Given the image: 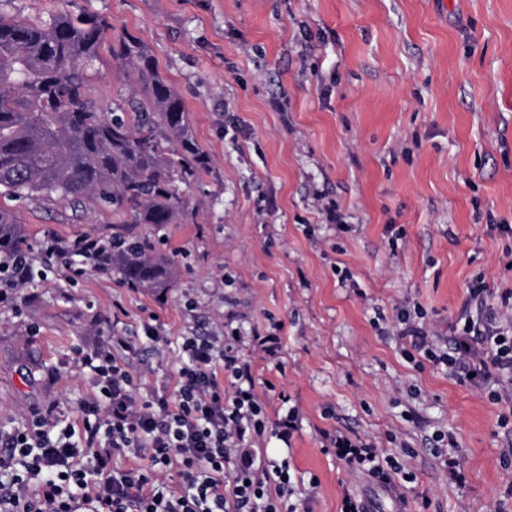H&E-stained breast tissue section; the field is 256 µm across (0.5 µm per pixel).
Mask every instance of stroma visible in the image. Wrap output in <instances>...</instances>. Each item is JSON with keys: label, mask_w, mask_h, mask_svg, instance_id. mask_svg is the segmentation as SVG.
Listing matches in <instances>:
<instances>
[{"label": "stroma", "mask_w": 512, "mask_h": 512, "mask_svg": "<svg viewBox=\"0 0 512 512\" xmlns=\"http://www.w3.org/2000/svg\"><path fill=\"white\" fill-rule=\"evenodd\" d=\"M0 11L100 16L108 38L140 37L182 97L207 157L180 189L192 217L142 225L176 266L170 287L116 271L72 274L65 258L0 301V428L55 406L81 429L90 373L74 347L106 336L161 343L136 360L142 390L173 392L193 322L278 335L277 359L245 346L269 421L302 418L288 457L297 512H340L344 487L373 512H512V385L460 383L416 363L395 328L420 307L442 342L462 308L512 322V0H0ZM135 86L103 53L89 92L100 105ZM334 204L339 223L320 207ZM31 247L107 239L111 211L0 192ZM483 282V306H465ZM502 393L494 404L488 391ZM415 452L400 493L324 453L320 430ZM454 448L436 447L437 433ZM319 487L305 496L311 478Z\"/></svg>", "instance_id": "obj_1"}]
</instances>
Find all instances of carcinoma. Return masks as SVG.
Wrapping results in <instances>:
<instances>
[{
	"mask_svg": "<svg viewBox=\"0 0 512 512\" xmlns=\"http://www.w3.org/2000/svg\"><path fill=\"white\" fill-rule=\"evenodd\" d=\"M108 28L99 16L61 12L33 24L0 13V187L112 209L123 224L112 235V268L136 288H168L174 261L135 229L190 215L179 185L195 182L206 158L183 99L142 39L125 33L109 47L135 76L128 108L89 97ZM25 247L17 217L0 208V251Z\"/></svg>",
	"mask_w": 512,
	"mask_h": 512,
	"instance_id": "carcinoma-1",
	"label": "carcinoma"
}]
</instances>
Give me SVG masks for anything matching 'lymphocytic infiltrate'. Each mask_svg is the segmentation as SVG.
Returning a JSON list of instances; mask_svg holds the SVG:
<instances>
[{
	"instance_id": "f902f5d3",
	"label": "lymphocytic infiltrate",
	"mask_w": 512,
	"mask_h": 512,
	"mask_svg": "<svg viewBox=\"0 0 512 512\" xmlns=\"http://www.w3.org/2000/svg\"><path fill=\"white\" fill-rule=\"evenodd\" d=\"M105 241L46 239L39 250L0 252V294L35 275L38 258L70 254L106 261ZM400 336L415 351L444 365L458 381L497 374L512 382V329L492 316L465 317L461 333L444 351L423 324L402 312ZM243 337L231 329L187 332L172 394H142L134 361L142 343L109 336L93 350L73 349L72 364L90 370L99 392L80 405L83 445L60 427L54 407L28 426L0 429V512H283L293 495L289 462L265 456L258 444L268 425L255 392L251 362L240 353ZM275 435L290 443L298 415L288 410ZM349 470L391 487L411 474L372 441L323 432ZM131 457L119 468L115 457ZM181 480L168 485L165 473Z\"/></svg>"
}]
</instances>
